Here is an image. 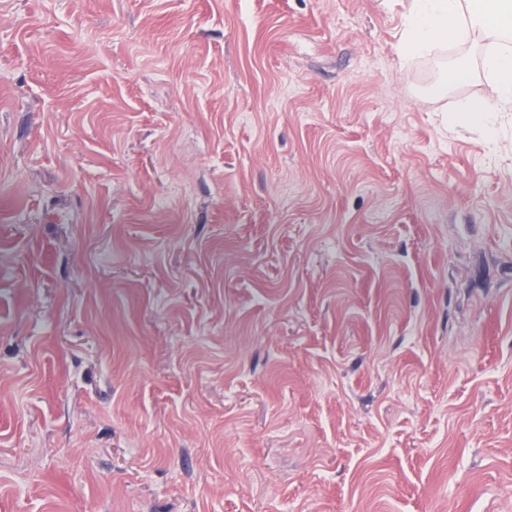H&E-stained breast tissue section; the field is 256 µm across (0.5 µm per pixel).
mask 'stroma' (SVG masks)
I'll use <instances>...</instances> for the list:
<instances>
[{"label":"stroma","instance_id":"obj_1","mask_svg":"<svg viewBox=\"0 0 512 512\" xmlns=\"http://www.w3.org/2000/svg\"><path fill=\"white\" fill-rule=\"evenodd\" d=\"M407 7L0 0V512H512V112Z\"/></svg>","mask_w":512,"mask_h":512}]
</instances>
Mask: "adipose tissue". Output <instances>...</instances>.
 Returning <instances> with one entry per match:
<instances>
[{
	"label": "adipose tissue",
	"mask_w": 512,
	"mask_h": 512,
	"mask_svg": "<svg viewBox=\"0 0 512 512\" xmlns=\"http://www.w3.org/2000/svg\"><path fill=\"white\" fill-rule=\"evenodd\" d=\"M512 37V0H410L402 51L426 54L451 42H499ZM491 93L460 108L463 119L490 124L495 113L512 110V52L485 57Z\"/></svg>",
	"instance_id": "adipose-tissue-1"
}]
</instances>
